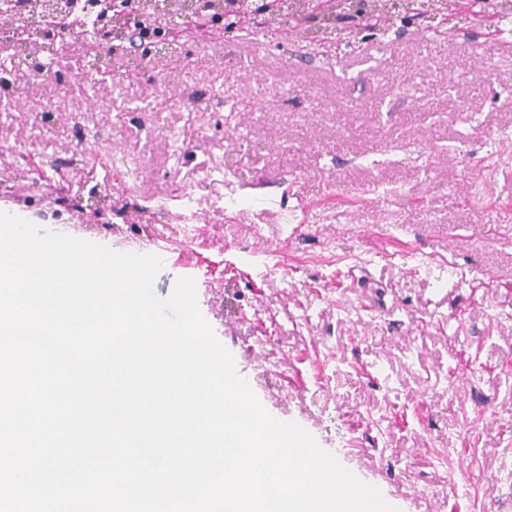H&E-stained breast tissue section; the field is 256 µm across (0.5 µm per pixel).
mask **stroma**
Returning <instances> with one entry per match:
<instances>
[{
  "instance_id": "obj_1",
  "label": "stroma",
  "mask_w": 512,
  "mask_h": 512,
  "mask_svg": "<svg viewBox=\"0 0 512 512\" xmlns=\"http://www.w3.org/2000/svg\"><path fill=\"white\" fill-rule=\"evenodd\" d=\"M450 25L319 45L273 21L151 52L132 81L21 64L0 212L178 253L156 296L196 282L265 410L398 512H512V47Z\"/></svg>"
}]
</instances>
